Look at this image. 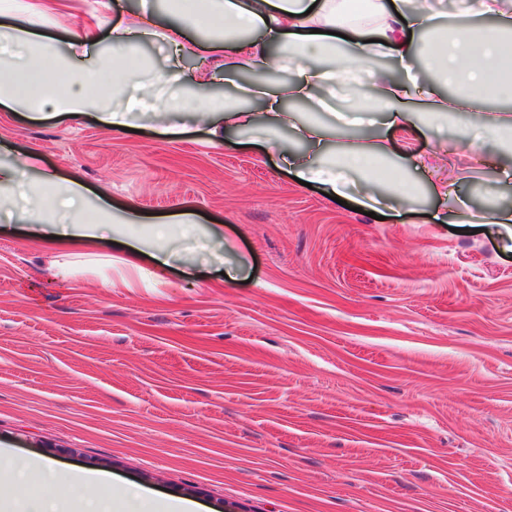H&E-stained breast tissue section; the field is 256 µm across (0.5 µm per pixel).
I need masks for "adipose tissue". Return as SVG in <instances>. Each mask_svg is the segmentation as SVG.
Returning a JSON list of instances; mask_svg holds the SVG:
<instances>
[{
    "label": "adipose tissue",
    "instance_id": "obj_1",
    "mask_svg": "<svg viewBox=\"0 0 512 512\" xmlns=\"http://www.w3.org/2000/svg\"><path fill=\"white\" fill-rule=\"evenodd\" d=\"M175 10L177 22L161 29L147 13L113 25L114 56L108 69L94 60L100 44L96 29L81 27L68 44L76 79L62 93L48 75L58 63L52 40L21 21L17 0H0V18L13 44L11 62L0 61V106L26 105L37 119L48 106L76 117L93 109L100 86L108 80L113 96L123 99L124 105L101 111L100 120L122 129L130 113L142 109L154 95L153 86L133 83L132 78L137 69L136 44L156 35L178 60L159 77L171 88L165 102L168 111L193 113L218 145L228 133L260 124L272 131L292 130L306 152L282 150L274 139L267 140V151L278 153L297 179L321 184L333 196L342 194L351 174L360 175V204L368 208L378 202L374 171L392 158L390 135L411 132L420 116L456 114L463 128L456 149L463 153H481L485 134L512 130V113L480 111L489 97L512 96V13L505 11L504 0H473L469 18L451 25L442 23L432 0L419 5L412 0H176ZM201 22L214 33V41L188 36L187 25ZM343 34L348 37L344 45L339 42ZM218 52L224 55L225 76L243 70L276 74V81L240 90L242 96L259 102V110L190 96V89L212 81L211 67L205 64L186 71L180 60ZM381 57L405 68L422 59L441 70L446 82L460 92L449 95L411 77L375 73L370 92L352 94L354 111L371 113V125L382 131L373 143L345 138L342 126L333 122L299 120L289 109V102L317 100L323 88L344 79L350 69ZM36 166L37 157L30 153L15 165L0 167V205L33 213L41 240L60 251L103 241L110 227L82 218L80 183L48 179L45 190L56 200L50 207L31 197L24 176ZM54 472L49 461L34 459L27 475L51 484L53 500L62 505V512H86L98 505V498L86 491L92 486L105 490V478L79 467L62 480Z\"/></svg>",
    "mask_w": 512,
    "mask_h": 512
}]
</instances>
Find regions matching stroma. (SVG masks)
<instances>
[{
	"label": "stroma",
	"instance_id": "stroma-1",
	"mask_svg": "<svg viewBox=\"0 0 512 512\" xmlns=\"http://www.w3.org/2000/svg\"><path fill=\"white\" fill-rule=\"evenodd\" d=\"M158 0H54L31 20L65 51L74 30ZM137 132L0 109V166L39 158L28 184L86 187L83 216L111 240L64 257L0 210V446L195 512H512V231L450 227L421 169L410 210L376 220L298 185L262 127L215 146L185 112ZM179 124L180 134L160 135ZM441 121L392 145L394 160L456 143ZM449 213L512 208L454 157ZM139 221L123 223L128 206ZM186 213L172 267L132 265L123 242Z\"/></svg>",
	"mask_w": 512,
	"mask_h": 512
}]
</instances>
